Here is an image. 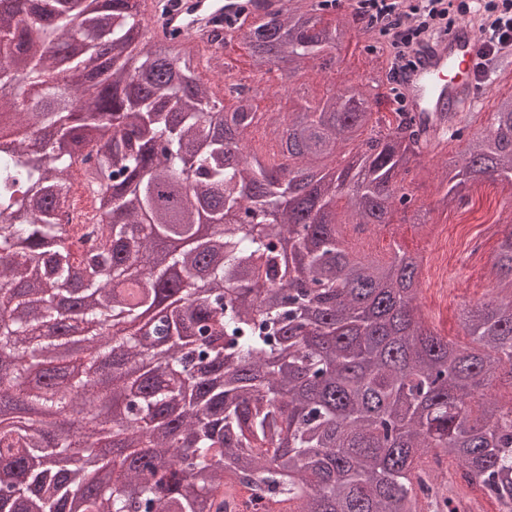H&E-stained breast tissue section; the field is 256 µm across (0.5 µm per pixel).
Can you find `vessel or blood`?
I'll return each instance as SVG.
<instances>
[{
    "label": "vessel or blood",
    "mask_w": 512,
    "mask_h": 512,
    "mask_svg": "<svg viewBox=\"0 0 512 512\" xmlns=\"http://www.w3.org/2000/svg\"><path fill=\"white\" fill-rule=\"evenodd\" d=\"M282 6V0H169L165 13L154 16L150 32L155 37L188 32L210 36L224 20L268 15ZM479 45L476 30L459 23L419 47L413 67L398 70L406 109L422 115L428 144L437 143L463 112L480 105L477 92L488 82L476 66Z\"/></svg>",
    "instance_id": "obj_1"
}]
</instances>
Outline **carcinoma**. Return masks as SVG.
<instances>
[{"label": "carcinoma", "mask_w": 512, "mask_h": 512, "mask_svg": "<svg viewBox=\"0 0 512 512\" xmlns=\"http://www.w3.org/2000/svg\"><path fill=\"white\" fill-rule=\"evenodd\" d=\"M328 0H288L242 38L251 68L325 69L350 29ZM145 37L141 0H12L0 8V114L24 135L0 138V402L52 413L93 408L82 381L49 360L50 386L26 385L27 358L61 348L44 324L91 349H120L118 401L105 420L130 452L112 487L66 471L42 478L41 442L0 422V512H229L211 487L249 496L242 512L291 502L295 512H458L437 483L446 460L498 512H512V405L489 393V364L512 373V298L467 312L475 346L448 340L419 314L418 257L394 249L351 262L338 227L390 223L423 154L413 112L372 110L348 96H300L267 126L282 161L247 150L256 98L223 111L191 64ZM437 153L443 204L472 185L512 184V90L491 130ZM355 144L336 166L341 144ZM80 167L93 190V232L107 255L72 240L59 211ZM211 232L199 234L200 217ZM494 266L512 286V231ZM195 347L184 352L187 340ZM150 352L159 365L143 371ZM61 451L87 442L48 435Z\"/></svg>", "instance_id": "carcinoma-1"}]
</instances>
